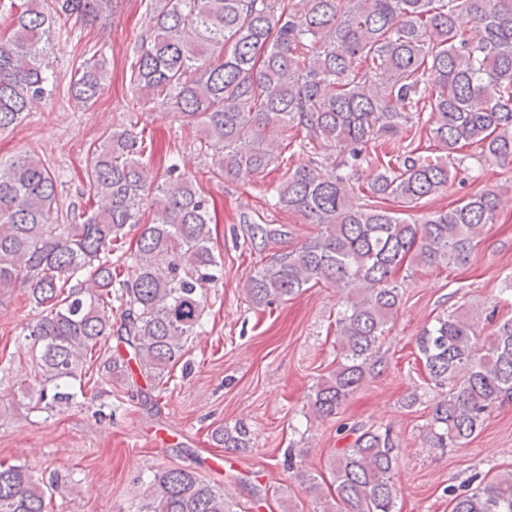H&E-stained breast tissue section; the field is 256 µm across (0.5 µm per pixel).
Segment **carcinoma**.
I'll list each match as a JSON object with an SVG mask.
<instances>
[{"mask_svg":"<svg viewBox=\"0 0 512 512\" xmlns=\"http://www.w3.org/2000/svg\"><path fill=\"white\" fill-rule=\"evenodd\" d=\"M152 24L129 65V112L160 109L199 132L209 179L248 184L279 162L294 130L312 155L333 142L341 157L327 172L316 159L286 168L268 204L320 226L250 274L244 293L265 307L327 283L344 294L336 318V367L315 385L310 413L336 417L402 301L403 265L467 263L495 223L504 189H480L452 209L424 214L422 200L448 188L451 154L466 145L512 164V0H144ZM112 0H0L12 16L0 33V130L50 96L43 56L59 20L97 19ZM482 28L474 42L468 28ZM358 60L362 67L352 69ZM71 94L93 106L107 90L103 63L90 56L74 71ZM428 118H423L424 113ZM439 155L412 147L420 123ZM377 173L357 190L348 170L369 144ZM137 123L112 127L92 151L85 179L94 205L59 223L56 178L31 154L0 161V293L26 288L40 309L25 339L38 350L54 410L72 405L90 382L110 387L134 372L162 381L187 342L204 332L208 293L224 278L209 200L176 163L161 183L149 179ZM385 200L399 209L381 206ZM135 247L112 260L125 228L141 223ZM128 267L115 281L112 265ZM121 324L112 322V283ZM117 333L125 351L96 356ZM436 391L425 439L439 448L472 441L493 410L512 402V318L484 333L480 317L452 311L417 340ZM227 449L250 447L247 426L215 431ZM397 444L391 428L357 431L332 469L335 497L304 473L305 493L321 512H395ZM54 472L0 462V512H47L67 491ZM450 512H512V472L468 489L450 487ZM137 512H242L224 487L185 467L153 473Z\"/></svg>","mask_w":512,"mask_h":512,"instance_id":"1","label":"carcinoma"}]
</instances>
